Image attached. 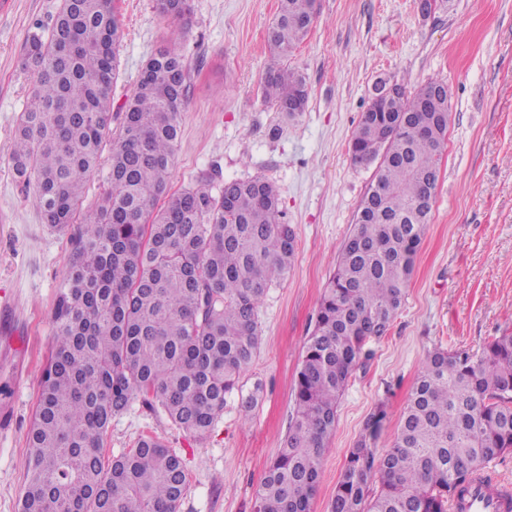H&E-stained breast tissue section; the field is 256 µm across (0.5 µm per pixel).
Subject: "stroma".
I'll return each instance as SVG.
<instances>
[{"instance_id":"1","label":"stroma","mask_w":512,"mask_h":512,"mask_svg":"<svg viewBox=\"0 0 512 512\" xmlns=\"http://www.w3.org/2000/svg\"><path fill=\"white\" fill-rule=\"evenodd\" d=\"M61 0H0V512H18L27 472V432L53 343L52 310L68 270L73 229L45 224L35 187L18 182L11 152L33 87L23 66L35 26L51 27ZM189 22L159 16L155 0H114L122 47L111 134L145 62L170 40L187 61L188 93L169 188L209 176L214 188L256 176L279 195L296 235L285 277L260 307L261 344L242 377L258 389L244 409L228 394L202 440L141 401L112 420L103 454L144 435L181 453L188 484L180 512H252L254 491L281 448L294 407L302 348L323 291L355 225L372 168L354 164L349 144L374 82L414 93L434 78L450 94L432 212L404 303L386 336L370 342L340 398L311 512H329L345 456L376 409L375 441L390 448L427 352H481L512 332V0H453L420 16L414 0H319L288 67L308 81L305 111L286 116L262 96L272 54L267 31L278 0H188Z\"/></svg>"}]
</instances>
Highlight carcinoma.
I'll list each match as a JSON object with an SVG mask.
<instances>
[{"label":"carcinoma","instance_id":"carcinoma-1","mask_svg":"<svg viewBox=\"0 0 512 512\" xmlns=\"http://www.w3.org/2000/svg\"><path fill=\"white\" fill-rule=\"evenodd\" d=\"M184 18L182 0H157ZM313 0H279L268 40L278 57L307 36ZM34 86L15 132L16 175L36 178L44 223L81 225L52 311L54 346L27 433L29 481L19 512H178L187 473L155 436L104 464L112 417L140 398L177 428L208 436L225 395L260 343L258 309L291 266L296 237L262 177L212 192L205 178L169 192L188 90L182 54L166 46L143 66L112 143L102 204L81 211L88 175L110 132L119 69L112 0H61L48 34L28 37ZM446 84L370 101L352 138L354 161L375 165L321 297L294 385L283 446L257 487L253 512H310L338 401L365 345L384 336L409 287L432 217L448 136ZM265 100L287 115L307 104L306 76L274 65ZM384 419L369 415L350 449L330 512H448L472 476L512 453V333L481 353H428L394 441L376 454Z\"/></svg>","mask_w":512,"mask_h":512}]
</instances>
